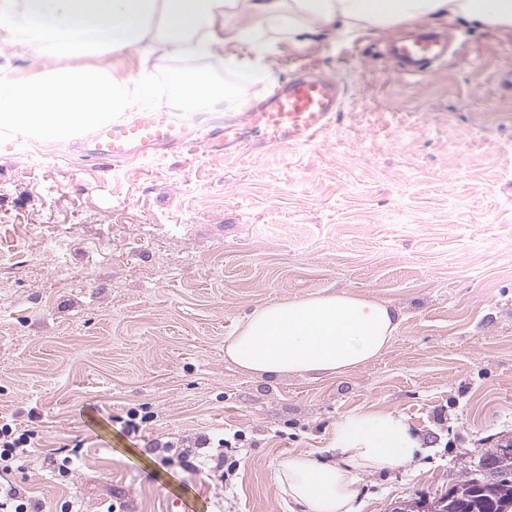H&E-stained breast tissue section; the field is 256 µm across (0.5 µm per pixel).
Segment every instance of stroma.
<instances>
[{"label": "stroma", "instance_id": "35a3bbf8", "mask_svg": "<svg viewBox=\"0 0 512 512\" xmlns=\"http://www.w3.org/2000/svg\"><path fill=\"white\" fill-rule=\"evenodd\" d=\"M458 53L421 78L383 52L394 31L280 45L276 78L312 64L345 86L304 148L227 157L163 151L86 165L77 137L0 127V414L73 447L68 477L42 455L15 478L47 512H292L280 460L322 452L362 411L403 416L406 468L362 475L359 512L448 492L512 436V31L437 21ZM216 58L155 61L160 102L198 128L242 111L235 85L186 111L173 77ZM385 302L398 329L349 374L259 377L224 355L256 307L312 294ZM153 413L128 433V411ZM242 432L225 478L190 472L167 442Z\"/></svg>", "mask_w": 512, "mask_h": 512}]
</instances>
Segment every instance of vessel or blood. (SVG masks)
<instances>
[{
    "label": "vessel or blood",
    "mask_w": 512,
    "mask_h": 512,
    "mask_svg": "<svg viewBox=\"0 0 512 512\" xmlns=\"http://www.w3.org/2000/svg\"><path fill=\"white\" fill-rule=\"evenodd\" d=\"M402 75H424L448 55V46L434 33L419 30L390 45ZM341 79L301 70L277 81L254 99L239 120L215 125L202 142L190 140L185 124L166 112L94 130L82 143L86 161L103 168L150 157L162 149L194 153L198 144L237 156L271 147H300L331 128L344 101Z\"/></svg>",
    "instance_id": "b4317fda"
}]
</instances>
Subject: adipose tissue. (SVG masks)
I'll return each mask as SVG.
<instances>
[{
  "label": "adipose tissue",
  "instance_id": "obj_1",
  "mask_svg": "<svg viewBox=\"0 0 512 512\" xmlns=\"http://www.w3.org/2000/svg\"><path fill=\"white\" fill-rule=\"evenodd\" d=\"M469 20L512 30V0H0V45L30 59L0 75V126L56 139L132 109L129 84L154 94L152 60L218 58L240 83L272 80L271 53L326 32L390 30L408 21ZM399 324L389 304L308 295L255 308L224 355L259 376H342L378 356ZM326 461L300 452L277 472L303 512H357L362 473L410 464L419 446L391 412L347 416Z\"/></svg>",
  "mask_w": 512,
  "mask_h": 512
}]
</instances>
